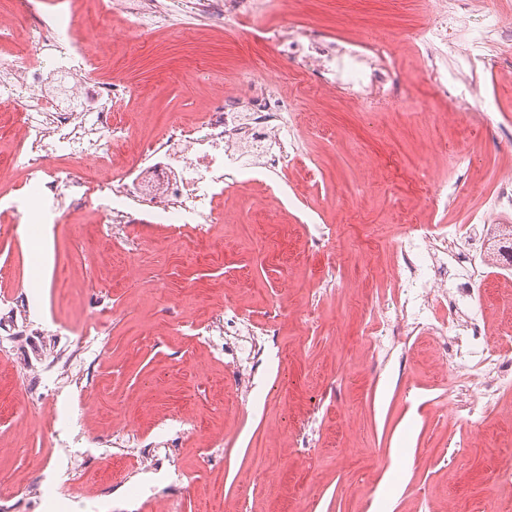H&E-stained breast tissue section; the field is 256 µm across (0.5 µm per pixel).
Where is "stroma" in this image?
I'll return each mask as SVG.
<instances>
[{"mask_svg": "<svg viewBox=\"0 0 512 512\" xmlns=\"http://www.w3.org/2000/svg\"><path fill=\"white\" fill-rule=\"evenodd\" d=\"M74 25L97 75L133 87L126 161L167 119L198 123L248 72L279 82L295 114L292 196L256 182L225 196L219 224H104L94 205L43 223L42 191L0 215V499L9 512H492L512 501V393L477 400L474 351L512 359V269L474 286L477 339L465 365L444 361L456 314L395 292L387 273L405 227L469 225L512 172L496 138L512 110V63L481 79V134L441 112L412 32L429 0H288L273 22L331 38L375 33L404 86L387 107L319 91L246 27L176 17L129 47L96 0ZM461 192L450 199L448 188ZM65 282L57 290L56 282ZM443 335L400 336L379 294ZM261 330L226 346L204 329L225 306Z\"/></svg>", "mask_w": 512, "mask_h": 512, "instance_id": "1", "label": "stroma"}]
</instances>
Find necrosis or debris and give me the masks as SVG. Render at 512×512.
<instances>
[{"label":"necrosis or debris","instance_id":"necrosis-or-debris-1","mask_svg":"<svg viewBox=\"0 0 512 512\" xmlns=\"http://www.w3.org/2000/svg\"><path fill=\"white\" fill-rule=\"evenodd\" d=\"M66 2L53 0L39 27L16 38L13 59L20 64V91L14 104L16 125L23 131L17 153L24 164L19 169L1 165L0 180L23 174L55 203L75 195L98 202L122 199L155 208L168 224H215L222 219L219 200L240 188L239 176L249 160H258L265 173L286 172L292 155L281 133L289 125L288 105L275 86L254 74L246 78L240 96L210 109L192 129L168 122L166 133L144 151L142 164L123 163L128 136L117 107L131 89L117 79L82 80L91 58L85 40L65 20ZM155 2L123 0L129 37L138 39L167 25V13ZM476 2L431 0L430 21L416 34L425 61L447 52L453 73L434 72L433 94L447 102L450 115L465 118L472 131L486 125L484 111L473 104L476 75L512 60L511 13H494L490 28L462 39ZM184 4L187 12L207 14L224 26L262 15L269 7L267 0ZM255 36L286 56L293 71L314 77L318 86L343 90L366 107L380 106L396 92L395 70L365 40H331L303 24L260 27ZM60 149L64 163L46 168V157ZM94 160L113 161L111 177H73L72 165ZM462 239V229L455 224L412 223L398 248L411 270L417 249L441 245L452 262L439 265L440 283L460 282L470 275L457 252Z\"/></svg>","mask_w":512,"mask_h":512}]
</instances>
